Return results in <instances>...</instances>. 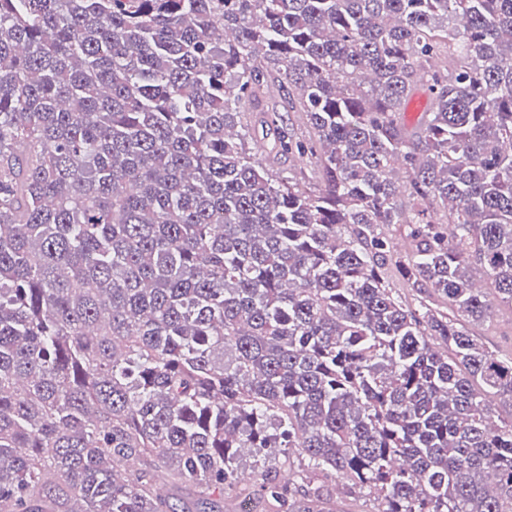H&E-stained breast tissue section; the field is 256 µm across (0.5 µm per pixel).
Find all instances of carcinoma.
Wrapping results in <instances>:
<instances>
[{
	"instance_id": "cac0c4a2",
	"label": "carcinoma",
	"mask_w": 512,
	"mask_h": 512,
	"mask_svg": "<svg viewBox=\"0 0 512 512\" xmlns=\"http://www.w3.org/2000/svg\"><path fill=\"white\" fill-rule=\"evenodd\" d=\"M494 300L512 0H0V512H512ZM293 164H295V166H293ZM269 167L273 171V173H280L281 176L295 175L297 179L300 180L301 184L308 188L317 185V183L310 178V176L312 175L309 172L310 169L306 168V166L296 161L293 162L292 159L288 161V158H282L281 161L279 160L278 162L274 163L271 162ZM302 172L305 173V179H300L301 177H303V175L301 174ZM471 332L490 351L508 352L512 348V311L496 305L494 314L471 326ZM241 465L239 467V474L244 478V481L240 483L242 498L246 496L254 484L258 482L261 474L268 473L272 477H276L278 480L281 479V475L284 472H288V468L292 469L293 465L297 466V459L295 456H290L288 462V455H284L280 453L277 455L276 462H273L272 465H263V460L261 457L251 456L248 453H244L241 455Z\"/></svg>"
}]
</instances>
